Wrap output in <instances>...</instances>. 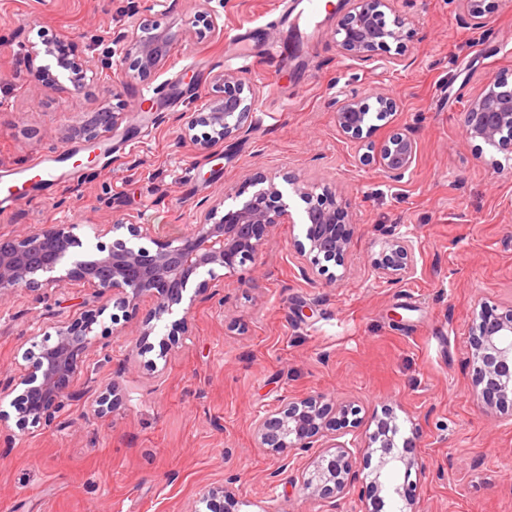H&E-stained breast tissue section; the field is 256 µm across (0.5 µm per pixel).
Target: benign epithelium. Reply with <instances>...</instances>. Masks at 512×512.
<instances>
[{
  "mask_svg": "<svg viewBox=\"0 0 512 512\" xmlns=\"http://www.w3.org/2000/svg\"><path fill=\"white\" fill-rule=\"evenodd\" d=\"M464 23L474 29L504 0H457ZM347 9L336 22L334 35L342 56L367 62L379 52L395 50L390 62L406 60L404 30L414 23L401 14L397 0H346ZM121 60H133L140 68H157L166 58L168 45L161 36L149 37L140 25L114 36ZM44 54L55 60L57 71L42 67L46 82L59 86L63 75L75 90L85 85L88 67L84 60L71 56L67 44L59 40L45 45ZM216 89L201 106L203 122L210 128L204 140L194 130L193 114L176 116L180 141L198 146L202 154L243 133L255 121V93L250 84L230 74L216 78ZM396 99L387 94L375 96L374 104L358 98L344 100L336 109L337 130L349 141L362 143L375 130L373 121H382L396 112ZM466 138L489 147L512 141V84L495 77L480 80L464 114ZM417 159V143L410 133H396L378 146L376 161L382 172L400 179L411 172ZM293 192L308 201L301 219L303 238L293 241L298 266L305 277L328 275L326 263L344 266L354 244L355 225L346 211L342 194L326 184L303 183L283 175ZM250 194L243 190L224 192V198L200 212L198 222L187 225L174 237H153L154 225L117 221L104 225V232L125 231L129 239H117L112 246L100 243L76 254L82 241L74 224H45L18 237L0 240V296L35 292L43 288H66L82 284L98 294L118 292L131 309L146 300L153 302L151 316L142 323L139 335L149 336L161 321L174 314V307L188 300L184 316L172 322V330L161 340L160 358L179 344L178 334H186L187 314L198 303L211 300L224 287V279L247 264H254L266 248L272 231L294 219L283 191L273 177H254ZM233 205L219 212L224 199ZM149 238L156 249L131 244ZM414 241L407 232L393 233L381 243L373 258L374 280L396 285L416 271ZM105 308L90 310L84 316L60 326L55 336L32 341L22 359L27 366L13 376L10 386L20 394L13 402L17 426L50 424L52 416L64 409L75 394V382L94 347V325ZM472 358L470 391L483 401L486 410L512 420V305L507 309L494 301L479 303L469 327ZM118 387L112 383L98 399V413L111 412ZM334 415L337 433H326L327 418ZM358 410L351 405L334 408L319 395L291 397L253 420L258 447L281 460L293 461L310 448L319 452L310 458L293 481L299 483L307 499L319 505V512H384L386 500L402 502L399 512H420L417 488L423 464L414 453V437L399 440V427L393 410L375 420L373 432L358 433ZM377 456L374 467L359 477L357 454ZM365 491L354 493L357 482ZM358 496L359 508L343 510V505ZM224 489L213 487L202 492L190 512H223L216 505Z\"/></svg>",
  "mask_w": 512,
  "mask_h": 512,
  "instance_id": "benign-epithelium-1",
  "label": "benign epithelium"
}]
</instances>
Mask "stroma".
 Wrapping results in <instances>:
<instances>
[{
  "label": "stroma",
  "mask_w": 512,
  "mask_h": 512,
  "mask_svg": "<svg viewBox=\"0 0 512 512\" xmlns=\"http://www.w3.org/2000/svg\"><path fill=\"white\" fill-rule=\"evenodd\" d=\"M278 0H211L213 26L196 0H0V169L73 147L71 181L0 212V238L45 224L76 225L94 244L102 224L123 218L168 235L194 223L196 205L242 189L257 173L343 187L356 226L338 281L305 279L291 256V225H280L257 265L224 281L223 305L188 316V334L165 367L157 359L165 325L138 335L153 305L124 306L74 285L0 297V409L31 333L53 332L102 309L89 359L96 390L52 425L0 427V512H189L205 488L235 497L229 512H317L288 475L271 484L275 456L255 444L252 421L280 399L322 395L355 404L362 429L393 408L402 435L417 433L425 473L423 512H512V424L486 415L470 393L468 328L478 301L512 303V144L478 147L463 113L477 77L512 81V6L480 30L463 25L455 0H398L407 26L406 63L386 53L369 63L343 57L334 30L345 0H330L315 26L276 22ZM175 38L164 63L131 70L120 100L110 92L120 58L113 32L130 23ZM71 42L92 75L81 91L45 84L34 50L46 33ZM273 45V59L238 56L239 42ZM256 91V120L209 155L180 143L170 118L198 111L217 75ZM384 91L401 108L370 138L412 132L418 159L393 181L337 131L348 97ZM154 106L142 111L143 93ZM119 104L112 128H87ZM501 162L493 174L487 158ZM410 232L412 279L374 282L371 261L393 232ZM110 357L99 361L98 354ZM120 399L97 413L100 389Z\"/></svg>",
  "instance_id": "stroma-1"
}]
</instances>
